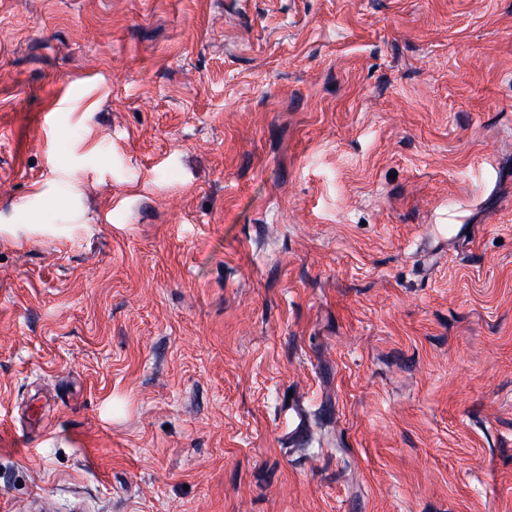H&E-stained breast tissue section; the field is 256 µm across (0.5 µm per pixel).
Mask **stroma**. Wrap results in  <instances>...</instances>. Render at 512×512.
Instances as JSON below:
<instances>
[{"label": "stroma", "instance_id": "stroma-1", "mask_svg": "<svg viewBox=\"0 0 512 512\" xmlns=\"http://www.w3.org/2000/svg\"><path fill=\"white\" fill-rule=\"evenodd\" d=\"M0 512H512V0H0Z\"/></svg>", "mask_w": 512, "mask_h": 512}]
</instances>
